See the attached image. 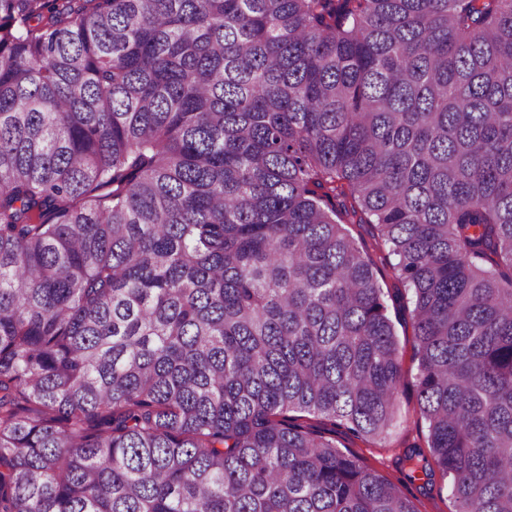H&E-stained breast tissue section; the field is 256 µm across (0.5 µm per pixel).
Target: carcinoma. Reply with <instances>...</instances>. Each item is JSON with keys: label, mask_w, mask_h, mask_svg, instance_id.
I'll return each mask as SVG.
<instances>
[{"label": "carcinoma", "mask_w": 512, "mask_h": 512, "mask_svg": "<svg viewBox=\"0 0 512 512\" xmlns=\"http://www.w3.org/2000/svg\"><path fill=\"white\" fill-rule=\"evenodd\" d=\"M429 453L363 440L405 383ZM512 512V0H0V512ZM348 229L354 238L366 246L375 263L376 276L388 300L389 314L395 325L403 369L409 379L399 389L397 396L398 422L386 439L372 444L336 431V445L342 451L358 456L368 468L396 482L397 479L403 478L398 458L404 448L418 444L425 453H429L427 425L421 417L419 400L410 378L416 373L417 368V361L414 358L416 339L410 315V293L394 274L392 268L395 263L394 258L388 256L387 250L381 252L376 247L370 226L351 224ZM397 293L403 295L400 306L393 305L389 297V295ZM422 481H417L414 485L408 486L407 491L411 496L417 509L420 512H453L454 504L448 495L447 481H442L440 476H436V482L433 487L419 488Z\"/></svg>", "instance_id": "1"}]
</instances>
